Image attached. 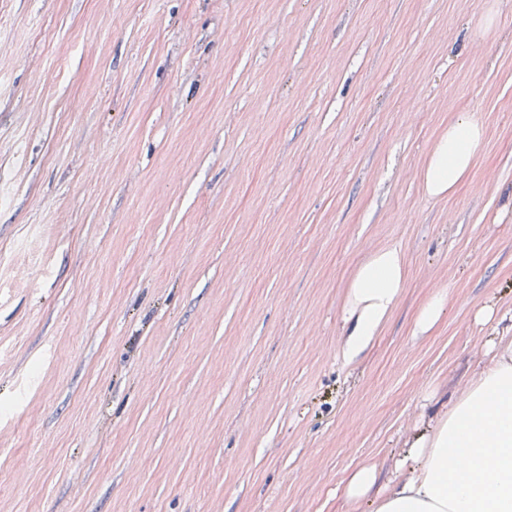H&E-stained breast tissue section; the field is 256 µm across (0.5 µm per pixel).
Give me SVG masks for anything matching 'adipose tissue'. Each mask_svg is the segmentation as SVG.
Returning a JSON list of instances; mask_svg holds the SVG:
<instances>
[{"label":"adipose tissue","mask_w":512,"mask_h":512,"mask_svg":"<svg viewBox=\"0 0 512 512\" xmlns=\"http://www.w3.org/2000/svg\"><path fill=\"white\" fill-rule=\"evenodd\" d=\"M486 131L470 113L449 120L419 174L432 197L453 194L478 160ZM399 247L372 253L351 283L346 314L349 354L375 336L405 282ZM493 364L472 379L407 452L401 477L374 493V468L362 467L343 488L347 500L376 496L375 512H512V335L498 337Z\"/></svg>","instance_id":"obj_1"}]
</instances>
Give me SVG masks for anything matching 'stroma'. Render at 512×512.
<instances>
[{"label":"stroma","instance_id":"stroma-1","mask_svg":"<svg viewBox=\"0 0 512 512\" xmlns=\"http://www.w3.org/2000/svg\"><path fill=\"white\" fill-rule=\"evenodd\" d=\"M458 112L482 155L432 198ZM483 308L512 314V0H0V512H372L343 484L385 489L492 360ZM485 134L483 125L473 114L459 113L448 121V131L439 136L419 173L429 196L454 193L478 160ZM405 276L404 254L397 246L375 251L359 267L346 305V321L351 322L350 356L365 347L387 320L399 300ZM376 481L374 468L362 467L345 484L343 494L349 501H358L372 492Z\"/></svg>","mask_w":512,"mask_h":512}]
</instances>
